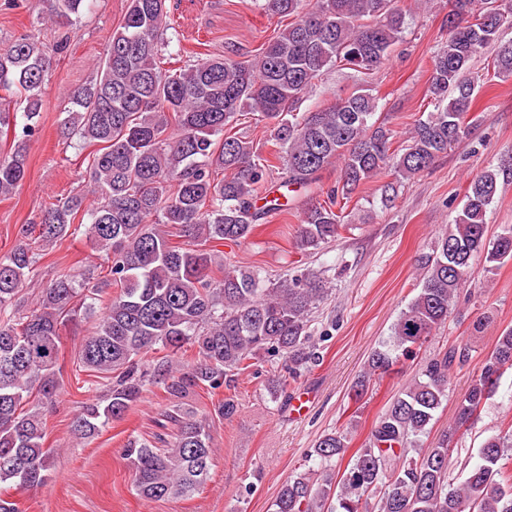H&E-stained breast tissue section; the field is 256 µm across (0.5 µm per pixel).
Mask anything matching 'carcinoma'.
<instances>
[{"label": "carcinoma", "mask_w": 512, "mask_h": 512, "mask_svg": "<svg viewBox=\"0 0 512 512\" xmlns=\"http://www.w3.org/2000/svg\"><path fill=\"white\" fill-rule=\"evenodd\" d=\"M85 2L37 0L36 8L65 25ZM494 2L448 0V39L431 57L427 87L438 106L415 120L406 144L394 150V131L374 120L378 98L368 89L300 111L324 70L343 63L366 74L386 63L406 26L407 14L394 0H262L266 14L293 18L263 51L248 55L231 48L193 63L186 49L164 54L166 0H128L96 76L68 93L72 111L63 133L94 147L87 157V192L52 203L0 258V484L18 490L47 481L42 405L58 390L62 330L97 314L79 364L109 375L110 383L105 396L82 403L73 438L89 439L123 419L142 398L140 355L163 349L167 361L155 377L177 401L167 415L175 432L165 448L128 439L124 459L145 500L187 498L201 490L216 449L206 422L179 400L197 388L214 393L230 385L262 354L288 372L269 383L271 397L279 400L288 379L315 361L310 313L326 293L310 278L268 285L256 271L225 266L206 245L247 240L270 215L290 210L294 194L304 191L327 197L303 211L297 236L298 249H315L336 238V196L348 200L385 173L393 181L383 186L382 199L391 203L395 184L463 144L481 88L470 77L472 61L494 48L496 74L512 77V43L501 42L498 21L474 22L478 7ZM51 66L52 57L30 37L0 53V91L21 110L0 109V134L12 133L14 143L0 154V197L12 195L26 176V142L39 131L41 87ZM246 108L271 125L279 167L261 157L249 137L224 133ZM333 167L340 174L326 188L323 174ZM275 169L279 183L272 191ZM503 173L486 168L469 182L454 224L421 263L418 295L355 384L354 403L373 378L412 357L448 320L475 255L499 266L512 261V227L492 240L485 228ZM80 229L105 253L107 274L95 281L62 274L25 299L36 263L32 244L47 247ZM174 236L184 242L173 244ZM190 349L195 357L189 361L184 354ZM469 359L470 346L461 342L429 360L377 419L368 443L339 478L332 466L348 451V436L334 431L320 437L307 454L314 466L283 484L273 512H512L511 430L485 441L480 462L462 481L450 468L453 437L512 369V329L502 331L472 377L453 426L431 447H414L448 398L451 372Z\"/></svg>", "instance_id": "1"}]
</instances>
